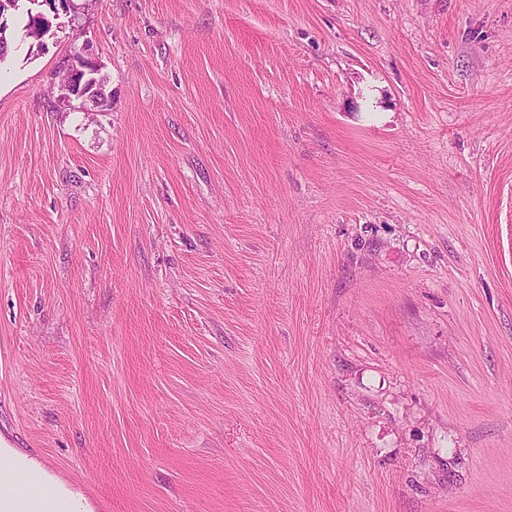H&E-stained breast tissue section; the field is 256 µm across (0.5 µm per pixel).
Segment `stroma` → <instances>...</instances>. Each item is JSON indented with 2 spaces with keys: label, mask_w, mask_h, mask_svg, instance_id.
<instances>
[{
  "label": "stroma",
  "mask_w": 512,
  "mask_h": 512,
  "mask_svg": "<svg viewBox=\"0 0 512 512\" xmlns=\"http://www.w3.org/2000/svg\"><path fill=\"white\" fill-rule=\"evenodd\" d=\"M0 60V437L91 512H512V0H75ZM88 44L83 43L79 48H74L69 59L61 66L59 74L60 91L58 102L63 106H69L72 96L82 99L83 102L92 103L97 112H104L109 103V97L103 89L101 81L95 76L100 70V62L89 52ZM92 55V56H91ZM77 82L80 83L76 92Z\"/></svg>",
  "instance_id": "stroma-1"
}]
</instances>
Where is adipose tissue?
Here are the masks:
<instances>
[{"instance_id": "adipose-tissue-1", "label": "adipose tissue", "mask_w": 512, "mask_h": 512, "mask_svg": "<svg viewBox=\"0 0 512 512\" xmlns=\"http://www.w3.org/2000/svg\"><path fill=\"white\" fill-rule=\"evenodd\" d=\"M0 512H88L81 498L8 446L0 447Z\"/></svg>"}]
</instances>
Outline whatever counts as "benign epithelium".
I'll return each instance as SVG.
<instances>
[{
  "label": "benign epithelium",
  "mask_w": 512,
  "mask_h": 512,
  "mask_svg": "<svg viewBox=\"0 0 512 512\" xmlns=\"http://www.w3.org/2000/svg\"><path fill=\"white\" fill-rule=\"evenodd\" d=\"M100 62L91 56L88 44L73 49L69 59L60 68V91L58 102L67 106L71 98L92 103L99 112L106 110L109 97L103 89L101 81L97 78Z\"/></svg>",
  "instance_id": "1"
}]
</instances>
